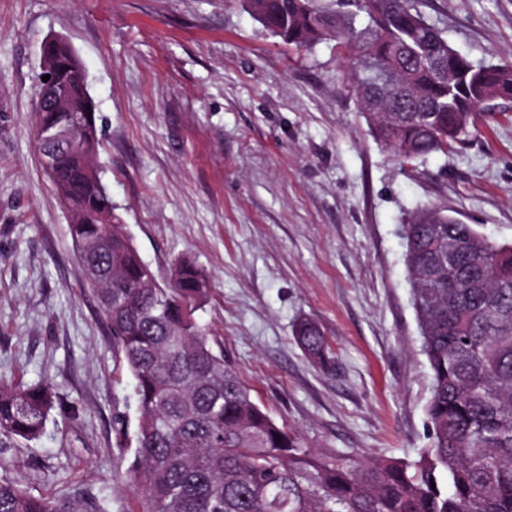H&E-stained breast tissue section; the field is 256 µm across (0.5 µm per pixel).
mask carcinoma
<instances>
[{
    "label": "carcinoma",
    "mask_w": 512,
    "mask_h": 512,
    "mask_svg": "<svg viewBox=\"0 0 512 512\" xmlns=\"http://www.w3.org/2000/svg\"><path fill=\"white\" fill-rule=\"evenodd\" d=\"M283 43L336 42L377 140L404 169L461 145L477 115L512 100V66L476 65L428 23L422 0H247ZM70 104L88 109L79 58L51 45ZM64 154L54 175L81 279L101 304L138 402L133 478L142 512H512V244L426 206L403 225L405 264L431 372L428 444L413 459H328L301 446L251 397L194 318L205 272L177 261L162 288L114 214L112 196ZM295 339L329 366L321 330ZM49 383H0V436L37 437L54 409ZM0 512H79L0 480Z\"/></svg>",
    "instance_id": "1"
}]
</instances>
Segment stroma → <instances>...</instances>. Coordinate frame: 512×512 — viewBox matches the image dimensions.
I'll return each instance as SVG.
<instances>
[{"label":"stroma","mask_w":512,"mask_h":512,"mask_svg":"<svg viewBox=\"0 0 512 512\" xmlns=\"http://www.w3.org/2000/svg\"><path fill=\"white\" fill-rule=\"evenodd\" d=\"M482 64H512V0H424ZM85 67L95 162L160 285L194 261L196 313L252 399L303 447L416 458L430 371L400 238L432 206L512 242V101L455 150L400 170L374 138L333 42L298 51L246 0H0V382L53 385L36 439H0V478L80 512H141L129 467L134 381L35 145L43 45ZM315 322L332 370L296 324Z\"/></svg>","instance_id":"35a3bbf8"}]
</instances>
